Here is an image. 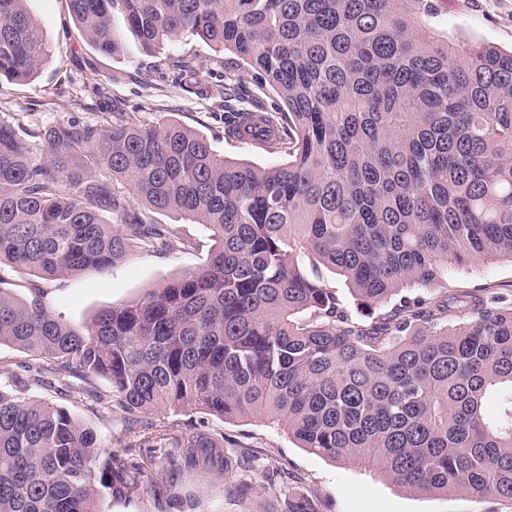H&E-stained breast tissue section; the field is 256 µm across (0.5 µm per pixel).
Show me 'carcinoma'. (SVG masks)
<instances>
[{
	"instance_id": "1",
	"label": "carcinoma",
	"mask_w": 512,
	"mask_h": 512,
	"mask_svg": "<svg viewBox=\"0 0 512 512\" xmlns=\"http://www.w3.org/2000/svg\"><path fill=\"white\" fill-rule=\"evenodd\" d=\"M27 0H0V78L30 81L51 49ZM82 37L115 56L197 37L242 61L279 104L236 109L224 138L286 160L217 154L172 121L112 112L59 122L38 145L0 120V264L44 280L106 271L130 248L174 245L127 197L210 231L200 269L103 309L81 332L0 289V345L34 356L0 386V512H100L95 482L131 498L150 467L100 451L46 387L125 414L126 448L170 471L234 477L224 433L156 424L162 410L266 417L331 460L413 492L512 502V305L475 292L419 305L475 259L512 260V50L440 42L427 0H68ZM121 181L124 190L115 189ZM344 277L370 316L339 311L300 254ZM497 414L488 418L489 397Z\"/></svg>"
}]
</instances>
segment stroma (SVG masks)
<instances>
[{
	"instance_id": "35a3bbf8",
	"label": "stroma",
	"mask_w": 512,
	"mask_h": 512,
	"mask_svg": "<svg viewBox=\"0 0 512 512\" xmlns=\"http://www.w3.org/2000/svg\"><path fill=\"white\" fill-rule=\"evenodd\" d=\"M433 10L422 19L438 38L455 43L512 48V0H433ZM30 13L42 27L52 56L30 82H0V120L22 134L38 137L62 121L101 122L111 112H135L141 120L167 119L206 137L216 153L258 167L281 162L282 157L253 145L224 138V56L203 41L181 37L168 42L161 53L143 54L134 39H127L120 58L90 49L83 40L67 0H27ZM207 61L212 72L195 88L175 77V61ZM151 223L185 238V247L131 249L109 271L87 270L76 276L47 281L7 264L0 266V288L24 301H38L64 323L82 329L103 308L144 297L169 279L202 266L212 242L199 224L172 213L147 211ZM470 291L502 294L512 299V262L479 259L464 269H453L440 284L414 289L430 299L440 292ZM33 396L69 408L97 433L104 451H122L123 414L99 406L87 411L84 403L57 391L34 388ZM153 422L186 424L208 422L223 431L226 448L245 460L242 478L252 491L240 497L226 492L221 480L184 475L168 481L164 497L142 490L133 501L98 496L101 512H166L167 499L193 500V512H288L291 496H307L316 512H512V502L481 496L467 489L447 494H413L377 471L314 454L298 446L272 421L254 417L223 422L201 412H167Z\"/></svg>"
}]
</instances>
